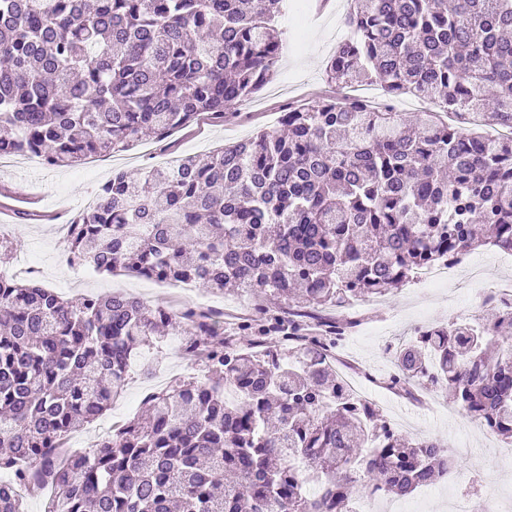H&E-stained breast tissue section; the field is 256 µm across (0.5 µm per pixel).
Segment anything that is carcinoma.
<instances>
[{"instance_id":"obj_1","label":"carcinoma","mask_w":512,"mask_h":512,"mask_svg":"<svg viewBox=\"0 0 512 512\" xmlns=\"http://www.w3.org/2000/svg\"><path fill=\"white\" fill-rule=\"evenodd\" d=\"M282 0H0V150L69 167L156 140L203 112L222 121L276 75ZM354 35L326 65L341 84H379L388 103H304L179 171H123L67 225L68 262L303 305L238 326L126 293L73 302L0 266V469L44 512H357L364 483L407 496L451 473L439 442L377 422L332 366L356 321L305 318L378 298L426 264L492 245L512 252V0H354ZM413 95L466 118L392 105ZM186 337L205 371L148 396L154 414L60 458L110 409L138 350ZM512 305L416 331L373 381L411 395L434 381L458 412L512 440ZM233 382L238 402L224 400ZM0 512H23L0 486Z\"/></svg>"}]
</instances>
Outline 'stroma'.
<instances>
[{"label":"stroma","mask_w":512,"mask_h":512,"mask_svg":"<svg viewBox=\"0 0 512 512\" xmlns=\"http://www.w3.org/2000/svg\"><path fill=\"white\" fill-rule=\"evenodd\" d=\"M349 5L350 0H333L326 11L312 8L298 17L293 16L291 5H284L279 17L283 57L276 76L249 100L237 105L235 114L224 121L204 113L190 128L173 132L164 142L143 140L129 150L98 156L74 167L50 168L21 155L0 164V186L17 185L27 194L26 199L13 200L11 214L7 220H0V238L8 241L11 273L18 279H28L25 264L34 262L39 269L38 282L70 300L124 291L149 305L173 310L189 304L205 305L224 315V334L231 344L245 347V339L235 331V314L255 315L261 305L277 308L279 299L244 292L217 293L125 275L102 276L89 269L67 276V238L56 215L61 212L65 217H73L88 200L95 198L100 185L113 172L135 175L172 157L206 153L259 131L276 129V117L285 106L345 96V88L328 82L325 67L337 42L350 34L345 25ZM31 196L37 197V209L43 217L24 223L18 215L28 211L27 199ZM487 311V306L455 282L428 288L413 280L392 294L346 308V315L359 319L360 325L341 342L337 357L357 370L382 375L390 369V345L410 338L415 327L441 324L456 317L478 318ZM183 342V337L171 336L161 348L141 350L132 362L122 394L104 416L70 436L69 449L87 448L113 435L141 415L148 394L160 391L170 382L202 377L198 362L182 352ZM144 362L155 366L153 378L140 374L139 367ZM375 395L383 417L402 420L404 434L413 438L432 437L459 451L456 470L433 484L424 502V512H448L446 489L464 488L474 478L480 488L470 496L471 512H483L485 492L489 489L512 503V455H505L506 444L500 437L482 434L472 419L448 408L438 391L423 393L424 398L440 405L436 414L381 387L376 388Z\"/></svg>","instance_id":"35a3bbf8"}]
</instances>
